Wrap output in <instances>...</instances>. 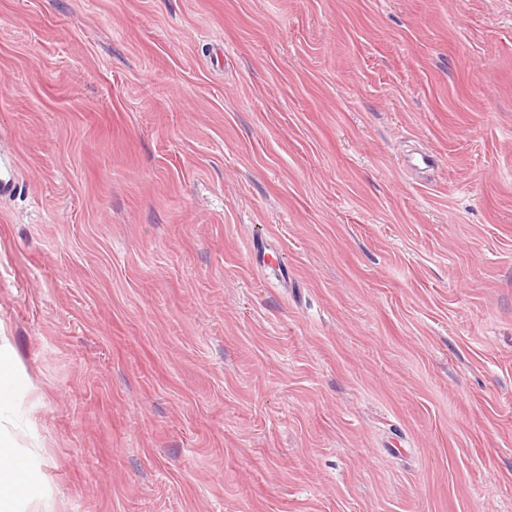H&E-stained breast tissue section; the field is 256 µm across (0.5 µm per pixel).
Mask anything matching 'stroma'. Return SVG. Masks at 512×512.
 Instances as JSON below:
<instances>
[{
	"label": "stroma",
	"instance_id": "35a3bbf8",
	"mask_svg": "<svg viewBox=\"0 0 512 512\" xmlns=\"http://www.w3.org/2000/svg\"><path fill=\"white\" fill-rule=\"evenodd\" d=\"M0 164L26 512H512V0H0Z\"/></svg>",
	"mask_w": 512,
	"mask_h": 512
}]
</instances>
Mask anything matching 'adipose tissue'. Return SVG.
<instances>
[{
    "label": "adipose tissue",
    "mask_w": 512,
    "mask_h": 512,
    "mask_svg": "<svg viewBox=\"0 0 512 512\" xmlns=\"http://www.w3.org/2000/svg\"><path fill=\"white\" fill-rule=\"evenodd\" d=\"M11 405V393L0 390V512H25L24 465L14 451L10 434Z\"/></svg>",
    "instance_id": "1"
}]
</instances>
